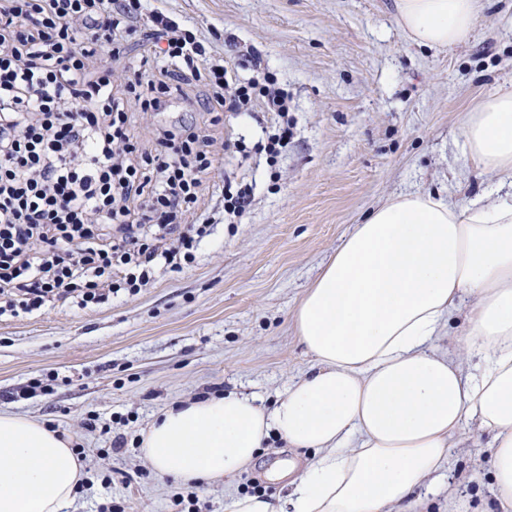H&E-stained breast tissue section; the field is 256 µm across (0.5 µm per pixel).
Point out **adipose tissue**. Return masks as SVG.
<instances>
[{"label":"adipose tissue","instance_id":"adipose-tissue-1","mask_svg":"<svg viewBox=\"0 0 512 512\" xmlns=\"http://www.w3.org/2000/svg\"><path fill=\"white\" fill-rule=\"evenodd\" d=\"M480 0H397L396 22L432 48L470 36ZM465 157L512 186V89L462 123ZM473 295L464 371L442 331ZM296 326L314 368L273 408L236 393L177 403L142 430L160 476L216 484L277 438L313 461L275 498L244 494L228 512H420L414 490L458 446L467 420L490 432L494 494L512 507V200L466 207L398 195L355 225L303 298ZM86 477L70 438L0 414V512H65Z\"/></svg>","mask_w":512,"mask_h":512}]
</instances>
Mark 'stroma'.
Listing matches in <instances>:
<instances>
[{
	"mask_svg": "<svg viewBox=\"0 0 512 512\" xmlns=\"http://www.w3.org/2000/svg\"><path fill=\"white\" fill-rule=\"evenodd\" d=\"M206 39L242 77L253 61L287 90L294 135L276 166L253 155L249 213L216 224L197 259L162 272L134 296L81 309L56 302L0 320V412L18 413L79 443L93 485L65 512H169L178 481L159 477L136 437L167 406L235 392L272 405L314 359L296 334L308 288L354 225L389 198L425 191L465 206L495 200V174L465 159L462 114L512 86V0H482L470 38L455 46L413 43L395 0H147ZM263 105L210 127L217 140L261 139ZM58 373L54 394L31 379ZM94 429H84L87 416ZM120 452L102 457L116 436ZM490 437L465 429L441 470L459 486L460 512H502L491 477ZM310 452L261 449L255 465L200 493L202 512H225L230 492L280 490V462ZM111 475L103 488L99 473Z\"/></svg>",
	"mask_w": 512,
	"mask_h": 512,
	"instance_id": "stroma-1",
	"label": "stroma"
}]
</instances>
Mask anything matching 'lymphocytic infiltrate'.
Returning a JSON list of instances; mask_svg holds the SVG:
<instances>
[{
    "label": "lymphocytic infiltrate",
    "instance_id": "f902f5d3",
    "mask_svg": "<svg viewBox=\"0 0 512 512\" xmlns=\"http://www.w3.org/2000/svg\"><path fill=\"white\" fill-rule=\"evenodd\" d=\"M139 33L148 53L126 60ZM189 76L207 89L189 105L207 126L162 125L141 148L132 111L167 112ZM259 95L281 119L260 144L274 157L293 137L287 93L267 73L229 78L193 31L142 0H0V316L69 298L98 306L194 263L216 222L196 212L218 156L208 129Z\"/></svg>",
    "mask_w": 512,
    "mask_h": 512
}]
</instances>
